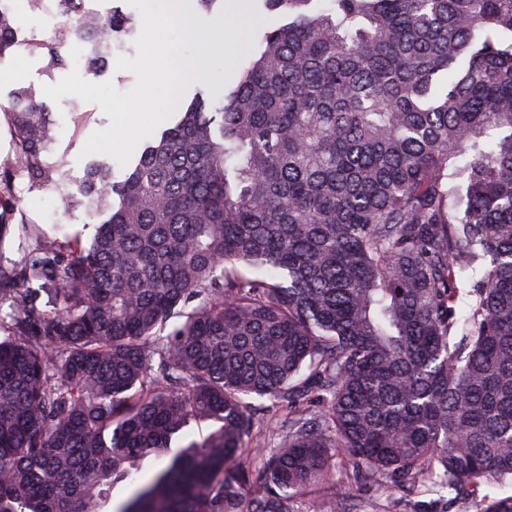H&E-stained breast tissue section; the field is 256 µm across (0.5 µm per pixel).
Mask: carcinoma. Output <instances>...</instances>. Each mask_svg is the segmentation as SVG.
<instances>
[{"label": "carcinoma", "instance_id": "cac0c4a2", "mask_svg": "<svg viewBox=\"0 0 512 512\" xmlns=\"http://www.w3.org/2000/svg\"><path fill=\"white\" fill-rule=\"evenodd\" d=\"M81 2L34 44L51 70L134 27ZM314 2L265 0L286 23L221 107L122 181L92 160L69 190L38 87L4 110L0 512H102L151 456L115 512H347L338 460L512 512V0ZM18 177L103 217L90 242L14 236ZM255 396L309 409L254 443ZM17 149L3 115L0 112V169L15 162ZM169 460V457L162 458L149 457L143 460L139 469L127 480L115 484L112 487V497L110 505L107 510H115L118 504L126 501L134 493L136 487L147 480H149L155 472L163 468Z\"/></svg>", "mask_w": 512, "mask_h": 512}]
</instances>
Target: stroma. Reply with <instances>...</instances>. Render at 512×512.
<instances>
[{
    "instance_id": "stroma-1",
    "label": "stroma",
    "mask_w": 512,
    "mask_h": 512,
    "mask_svg": "<svg viewBox=\"0 0 512 512\" xmlns=\"http://www.w3.org/2000/svg\"><path fill=\"white\" fill-rule=\"evenodd\" d=\"M190 16L199 25L200 33L215 37L221 35L225 25H232L234 38L224 46L219 60L209 61L205 75L191 84L182 95L183 103H190L196 91H205L213 103H220L227 88L239 80L242 70L257 46L260 33L282 25V16L269 9L264 0H226L223 9L206 12L196 0H187ZM14 26L17 42L0 58V168L10 166L16 159L17 149L2 113L16 92L24 86L53 85L64 76L63 71H51L46 60L33 52L34 42L48 38L50 23L39 12L30 11L25 0H14ZM55 125L53 157L66 161L69 179H80L86 166L79 154L92 132L107 128L111 120L102 114L98 105L69 95L59 103H48ZM88 116L83 126H76V113ZM14 192L19 212L50 230L52 236L61 238L78 234L90 240L94 233L96 217L84 208H63L54 187H33L25 179L15 181Z\"/></svg>"
}]
</instances>
